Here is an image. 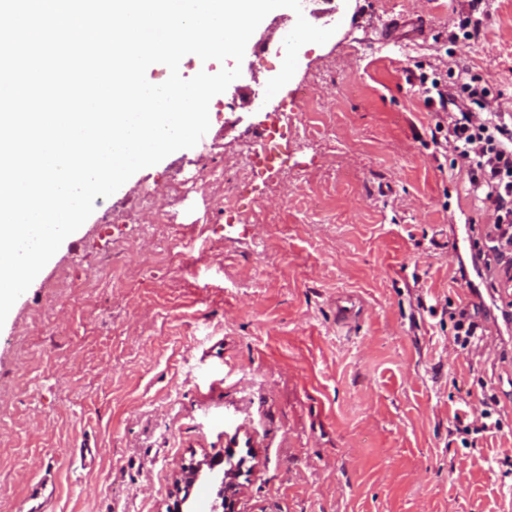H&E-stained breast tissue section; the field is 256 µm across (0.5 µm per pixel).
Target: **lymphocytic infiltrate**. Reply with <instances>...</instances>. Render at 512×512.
<instances>
[{"label":"lymphocytic infiltrate","mask_w":512,"mask_h":512,"mask_svg":"<svg viewBox=\"0 0 512 512\" xmlns=\"http://www.w3.org/2000/svg\"><path fill=\"white\" fill-rule=\"evenodd\" d=\"M427 107L436 110L434 135L451 143L468 162V193L493 219L488 248L480 256L487 271L512 272V116L487 109L490 90L479 78L448 83L419 75Z\"/></svg>","instance_id":"f902f5d3"}]
</instances>
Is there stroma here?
<instances>
[{"label": "stroma", "mask_w": 512, "mask_h": 512, "mask_svg": "<svg viewBox=\"0 0 512 512\" xmlns=\"http://www.w3.org/2000/svg\"><path fill=\"white\" fill-rule=\"evenodd\" d=\"M313 25L291 81L265 87L297 13H269L242 64L185 56L183 78L240 67L209 104L210 136L94 201L0 327V512L50 473L52 512H169L182 467L246 447L235 512H512V291L475 262L488 215L466 166L436 147L408 73L479 76L512 114V0H303ZM481 24L458 35L461 18ZM326 104L310 115L301 101ZM281 152L226 213L202 187L248 127ZM135 239L137 254L117 247ZM93 307L69 302L105 259ZM69 287L58 285L61 272ZM476 312V348L453 313ZM500 400V431L463 441L454 413ZM90 446L91 465L75 457ZM475 312H472L462 307L453 313L452 318L455 319V334L453 336V343L455 346L462 350L470 351L471 348L477 346L476 337L482 336L478 334L477 330L480 328L479 324L474 320Z\"/></svg>", "instance_id": "35a3bbf8"}]
</instances>
